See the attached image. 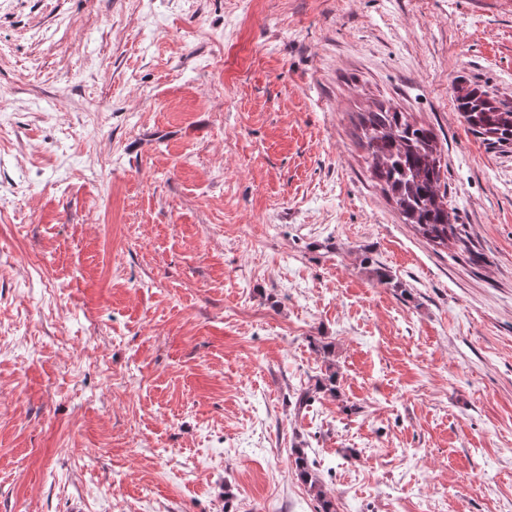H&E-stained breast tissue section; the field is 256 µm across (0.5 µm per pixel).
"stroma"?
Instances as JSON below:
<instances>
[{
  "label": "stroma",
  "instance_id": "obj_1",
  "mask_svg": "<svg viewBox=\"0 0 512 512\" xmlns=\"http://www.w3.org/2000/svg\"><path fill=\"white\" fill-rule=\"evenodd\" d=\"M460 76L512 110V0H0V512H315L295 447L338 512H512V151ZM379 104L465 243L372 180ZM453 91L458 111L475 134L491 145L511 147L512 110H502L488 91L466 85L463 79L455 81ZM361 146L372 177L395 202L406 224L430 242L461 241L448 211L447 188L441 191V154L433 131L410 122L404 112L380 104L359 115ZM323 393L329 394L331 397H338V390L336 387V371L331 370V365L328 366L326 373L317 377L314 390L304 391L298 398V406L311 405L310 403L315 400L316 394Z\"/></svg>",
  "mask_w": 512,
  "mask_h": 512
}]
</instances>
